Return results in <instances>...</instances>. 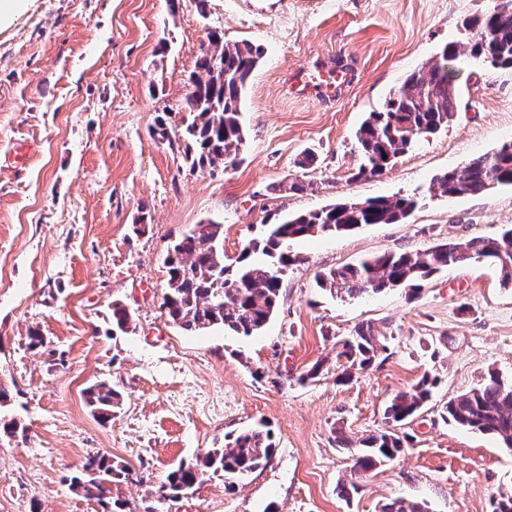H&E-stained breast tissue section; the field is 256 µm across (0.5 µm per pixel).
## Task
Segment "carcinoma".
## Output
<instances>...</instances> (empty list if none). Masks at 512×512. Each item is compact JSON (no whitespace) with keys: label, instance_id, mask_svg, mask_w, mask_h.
<instances>
[{"label":"carcinoma","instance_id":"1","mask_svg":"<svg viewBox=\"0 0 512 512\" xmlns=\"http://www.w3.org/2000/svg\"><path fill=\"white\" fill-rule=\"evenodd\" d=\"M468 26L478 29L477 39L446 44L441 62L411 72L389 97L383 111L369 113L358 132L364 162L353 178L383 174L390 162L418 138L448 125L457 108V92L448 70L460 57L495 68H512V0H498ZM262 58L261 47L251 43L230 45L217 31L210 33L207 48L196 55V72L184 102L192 120L179 128L193 168L213 171L236 163L237 150L228 147L232 142L243 144L242 96ZM494 184L512 186L511 141L492 154L471 160L460 170L449 171L438 180L437 189L442 195L456 197L483 192ZM417 204L412 196L378 197L287 216L265 225L262 235L251 239L231 264L224 261V225L213 220L195 224L175 240L165 258L168 279L163 309L168 321L190 332L221 326L236 336H253L277 309L281 272L295 262L288 249L290 243L312 235L315 227L320 232L338 234L366 224L402 223ZM471 259L493 263L503 281L512 284V225L505 226L497 237L449 242L424 252H393L320 273L316 283L332 294L350 298L400 286L414 292L433 273ZM384 351L382 337L372 326L357 327L336 354L346 366L341 378L350 377L352 369L370 367ZM436 387L437 378L423 376L387 403L383 411L385 428L356 441L341 440L343 447L353 449L355 473H368L405 452L404 440L390 426L413 418ZM86 402L99 420L109 422L121 395L100 382L86 389ZM441 418L493 435L512 449V379L488 373L477 386L449 400ZM274 452L275 442L267 425L245 429L224 447L179 463L169 472L159 495L175 498L201 486L217 471L224 472L225 484L233 488L248 474L269 464ZM126 471L102 453L84 464L83 472L71 479V485L85 498L101 501L110 492V485L125 477ZM381 512L430 510L425 504L395 499L383 505Z\"/></svg>","mask_w":512,"mask_h":512}]
</instances>
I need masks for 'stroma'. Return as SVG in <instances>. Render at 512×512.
<instances>
[{
  "label": "stroma",
  "mask_w": 512,
  "mask_h": 512,
  "mask_svg": "<svg viewBox=\"0 0 512 512\" xmlns=\"http://www.w3.org/2000/svg\"><path fill=\"white\" fill-rule=\"evenodd\" d=\"M495 0H30L0 30V414L25 437L0 440V512H380L394 499L430 512H492L512 490V449L445 423L441 407L490 371L512 379V285L486 261L451 266L418 296L395 288L350 299L317 273L390 252L498 235L512 225V187L448 197L437 177L512 140V69L460 58L456 111L384 174L355 178L356 131L414 70ZM265 50L242 110L235 165L193 169L185 144L153 134L183 109L196 54L212 31ZM349 69L340 98L302 97V68ZM412 196L402 224H371L295 242L278 309L249 338L187 333L162 309L163 259L181 233L213 220L235 259L261 224L343 201ZM145 216L142 234L132 224ZM133 321L114 333L112 305ZM361 324L385 336L386 359L345 382L337 344ZM44 336L29 345V330ZM323 361L320 377L300 375ZM434 398L401 428L408 448L355 475L339 437L384 425L383 410L423 375ZM108 382L122 402L99 422L84 390ZM265 422L277 448L236 491L215 473L160 500L178 462ZM107 453L128 475L109 499L67 477ZM356 484L342 496L341 486Z\"/></svg>",
  "instance_id": "stroma-1"
}]
</instances>
